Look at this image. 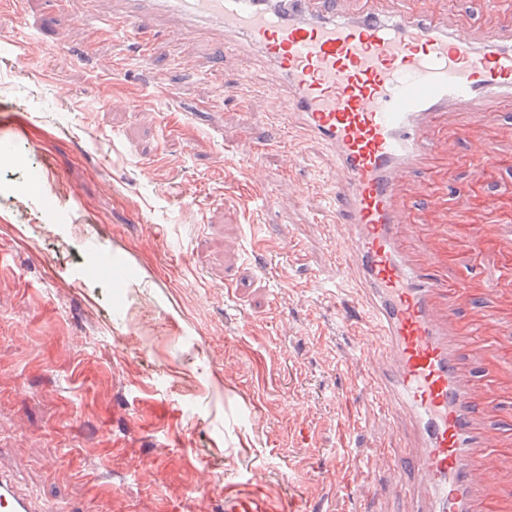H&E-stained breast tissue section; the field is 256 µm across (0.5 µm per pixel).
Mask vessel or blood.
<instances>
[{
    "instance_id": "b4317fda",
    "label": "vessel or blood",
    "mask_w": 512,
    "mask_h": 512,
    "mask_svg": "<svg viewBox=\"0 0 512 512\" xmlns=\"http://www.w3.org/2000/svg\"><path fill=\"white\" fill-rule=\"evenodd\" d=\"M113 31L136 41L147 59L164 31L191 34L207 23L225 48L246 41L271 73L280 98L276 153L302 127L337 154L344 182L336 192L337 276L356 268L369 287L371 311L353 328L361 337L364 392L395 432L410 431L398 491L409 512H512L499 487L512 470V434L492 431L488 416L512 410V334L501 309L483 305L496 282L448 277V253L483 264L497 251L512 281V247L497 238L499 208L469 219L468 191L448 190L439 167L448 158L449 107L491 115L512 102V18L490 30L443 29L434 0H418L396 20L381 19L376 0L349 17L338 0H123ZM416 187L426 201L400 200ZM452 211L457 226L430 224ZM431 232L414 245L417 225ZM374 321L372 350L366 321ZM477 356L480 375L466 360ZM0 512H33L31 501L0 470Z\"/></svg>"
}]
</instances>
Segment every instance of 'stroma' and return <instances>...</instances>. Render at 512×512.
Here are the masks:
<instances>
[{
  "label": "stroma",
  "instance_id": "stroma-1",
  "mask_svg": "<svg viewBox=\"0 0 512 512\" xmlns=\"http://www.w3.org/2000/svg\"><path fill=\"white\" fill-rule=\"evenodd\" d=\"M114 7L0 9V469L43 512H191L197 467L229 480L208 512L227 492L268 512H404V444L362 395L357 337L329 302L369 306L358 273L335 278L334 150L301 130L292 163L270 150L279 100L253 50L226 52L218 80L206 35L170 34L109 70L129 50ZM497 9L457 0L448 23L487 28L512 0ZM487 138L496 165L464 163ZM250 151L277 206L250 199ZM46 159L54 176L29 192ZM446 172L474 220L512 202V105L488 124L449 110ZM98 249L126 268L97 267ZM378 448L372 479L327 471Z\"/></svg>",
  "mask_w": 512,
  "mask_h": 512
}]
</instances>
